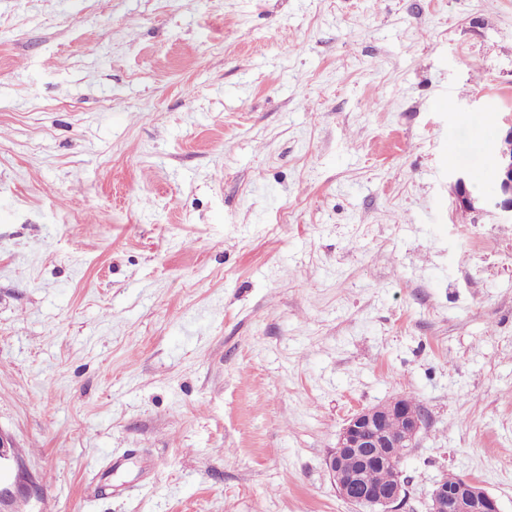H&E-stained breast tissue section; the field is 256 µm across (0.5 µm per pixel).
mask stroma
<instances>
[{"label": "stroma", "instance_id": "35a3bbf8", "mask_svg": "<svg viewBox=\"0 0 512 512\" xmlns=\"http://www.w3.org/2000/svg\"><path fill=\"white\" fill-rule=\"evenodd\" d=\"M508 114L512 0H0L12 512H366L398 395L408 512H512V222L451 204ZM414 406L413 400L395 396L384 403L360 409L346 420L335 448L325 458L330 481L341 498L369 508L371 512H399L408 496V482L402 478L399 457L404 448L416 446L426 422V414H418ZM391 420L401 421L399 432L387 428ZM349 456L359 460L358 468L347 467ZM379 466L392 468L394 472L372 471L368 475L370 482L384 484L393 475L394 478L386 488L375 490L366 482L364 474L369 468ZM446 475L438 481L430 495L428 512H500L497 501L470 478L457 477L448 484Z\"/></svg>", "mask_w": 512, "mask_h": 512}]
</instances>
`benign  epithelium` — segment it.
<instances>
[{
    "instance_id": "7a95c632",
    "label": "benign epithelium",
    "mask_w": 512,
    "mask_h": 512,
    "mask_svg": "<svg viewBox=\"0 0 512 512\" xmlns=\"http://www.w3.org/2000/svg\"><path fill=\"white\" fill-rule=\"evenodd\" d=\"M497 175L495 193L476 198L467 187V175H456L454 205L471 211L493 210L502 219L512 222V116L504 118L494 155ZM391 420L402 423L401 430L387 428ZM426 414H418L415 402L405 396L363 408L353 413L339 433L336 446L325 458L330 481L344 500L371 509V512H399L408 496L407 481L402 478L397 449L416 446L425 425ZM12 440L0 432V512H10L9 504L16 495L36 496L39 487L22 468L12 469L15 460ZM389 467L394 471L392 482L375 490L364 478L371 467ZM428 512H500L497 501L479 482L458 477L438 481L430 495Z\"/></svg>"
}]
</instances>
